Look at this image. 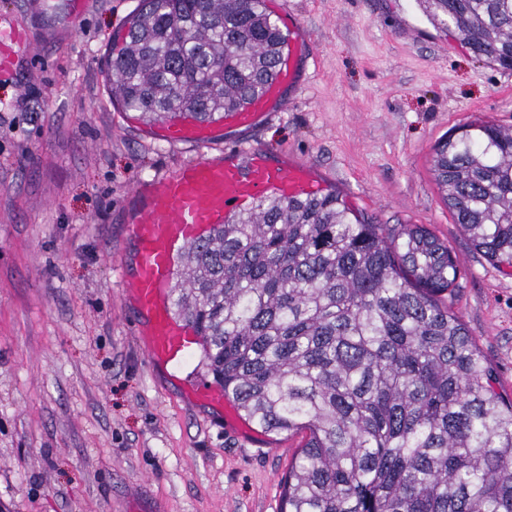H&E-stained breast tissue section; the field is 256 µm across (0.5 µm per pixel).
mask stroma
Wrapping results in <instances>:
<instances>
[{
  "label": "stroma",
  "mask_w": 512,
  "mask_h": 512,
  "mask_svg": "<svg viewBox=\"0 0 512 512\" xmlns=\"http://www.w3.org/2000/svg\"><path fill=\"white\" fill-rule=\"evenodd\" d=\"M0 0L22 24L0 72V512H280L304 443L259 445L187 392L200 359L153 366L122 265L142 180L213 155L154 139L113 105L107 51L137 0ZM303 39L285 112L228 131L308 163L377 224H423L456 256L451 297L512 396V270L475 250L431 171L438 140L483 119L512 127V70L437 30L416 0H285Z\"/></svg>",
  "instance_id": "obj_1"
}]
</instances>
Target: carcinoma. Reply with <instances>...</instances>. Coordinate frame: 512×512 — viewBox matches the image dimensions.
<instances>
[{"instance_id":"1","label":"carcinoma","mask_w":512,"mask_h":512,"mask_svg":"<svg viewBox=\"0 0 512 512\" xmlns=\"http://www.w3.org/2000/svg\"><path fill=\"white\" fill-rule=\"evenodd\" d=\"M480 60L512 68V0H419ZM286 33L264 0H139L109 92L158 123L246 105ZM455 223L512 268V129L434 148ZM175 314L202 365L264 433H303L281 512H512V399L448 306L456 259L423 224H369L340 193L270 199L181 260Z\"/></svg>"}]
</instances>
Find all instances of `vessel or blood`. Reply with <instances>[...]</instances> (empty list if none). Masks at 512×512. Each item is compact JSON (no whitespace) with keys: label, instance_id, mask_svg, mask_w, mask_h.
Returning a JSON list of instances; mask_svg holds the SVG:
<instances>
[{"label":"vessel or blood","instance_id":"obj_1","mask_svg":"<svg viewBox=\"0 0 512 512\" xmlns=\"http://www.w3.org/2000/svg\"><path fill=\"white\" fill-rule=\"evenodd\" d=\"M0 44L13 54L23 45L17 20L6 14L0 16ZM301 54L297 31L289 29L273 77L248 105L214 122L176 115L157 126V137L169 144L208 146L222 130H247L283 111L288 90L299 76ZM322 189V181L311 167L262 147L212 155L184 166L173 176L137 187L129 200L135 265L126 281L131 299L148 325L147 350L154 364L179 366L200 341L192 325L171 314L170 290L178 254L204 240L213 228L252 213L262 201L299 200L318 195ZM195 394L203 405L235 420L222 389L201 386Z\"/></svg>","mask_w":512,"mask_h":512}]
</instances>
